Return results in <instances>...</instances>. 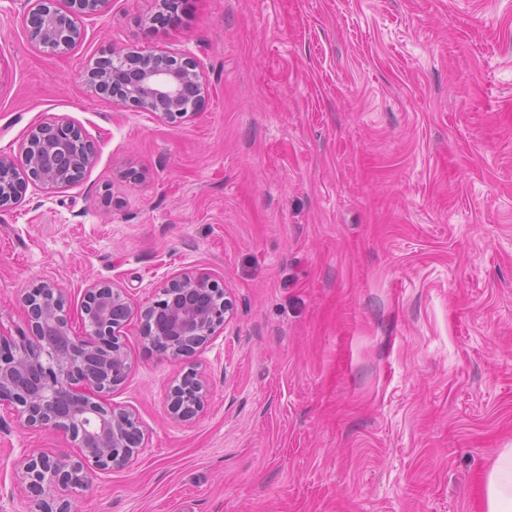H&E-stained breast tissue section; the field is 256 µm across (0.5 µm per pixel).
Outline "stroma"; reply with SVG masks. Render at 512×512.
Wrapping results in <instances>:
<instances>
[{
    "instance_id": "stroma-1",
    "label": "stroma",
    "mask_w": 512,
    "mask_h": 512,
    "mask_svg": "<svg viewBox=\"0 0 512 512\" xmlns=\"http://www.w3.org/2000/svg\"><path fill=\"white\" fill-rule=\"evenodd\" d=\"M111 0L65 55L0 0V154L67 116L96 151L76 185L0 211V334L25 292L135 304L184 270L234 316L190 358L124 342L109 396L145 440L61 492L70 512H482L512 447V0ZM192 54L208 95L182 124L89 97L103 51ZM201 372L192 421L171 387ZM78 454L0 405V512H27L30 450ZM207 402V390L203 377L196 369H189L179 383L171 387L168 395V411L172 418L181 422L192 420Z\"/></svg>"
}]
</instances>
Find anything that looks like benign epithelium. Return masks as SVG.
I'll return each instance as SVG.
<instances>
[{"label": "benign epithelium", "mask_w": 512, "mask_h": 512, "mask_svg": "<svg viewBox=\"0 0 512 512\" xmlns=\"http://www.w3.org/2000/svg\"><path fill=\"white\" fill-rule=\"evenodd\" d=\"M24 0L29 38L47 51L63 55L82 37L77 19L104 13L110 0ZM89 95L109 98L138 112H150L176 124L195 113L207 87L199 63L188 53L156 49L108 52L85 75ZM94 147L63 115L33 127L18 154H0V211L20 203L18 188L29 182L55 192L79 182L95 162ZM28 331L0 336V403L13 406L28 426L63 431L81 453L33 452L23 465L22 480L36 512H68L55 502L57 489H85L91 475L129 464L144 441L131 412L107 403L131 370L122 336L137 315L148 345L164 343L160 353L183 361L206 345L232 316L226 289L202 272L183 271L157 288L155 300L135 306L125 288L111 281L91 283L82 312L85 333L71 334L61 290L50 283L22 298ZM207 402L203 377L189 369L172 386L168 411L187 422Z\"/></svg>", "instance_id": "obj_1"}]
</instances>
